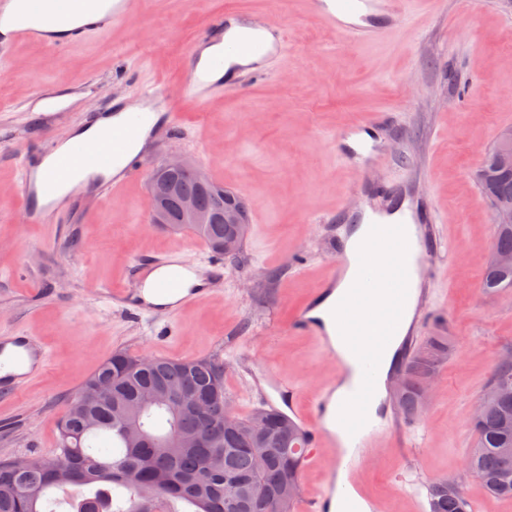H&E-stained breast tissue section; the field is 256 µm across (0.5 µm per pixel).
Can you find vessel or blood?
<instances>
[{
	"label": "vessel or blood",
	"mask_w": 512,
	"mask_h": 512,
	"mask_svg": "<svg viewBox=\"0 0 512 512\" xmlns=\"http://www.w3.org/2000/svg\"><path fill=\"white\" fill-rule=\"evenodd\" d=\"M137 0H12L6 19L9 35H0V46L34 42L48 22L69 20L76 27L70 43L82 40L90 31L104 30L135 12ZM421 0H310V8L326 24L339 33L342 47L382 41L397 27L403 16L420 10ZM248 26L246 35L232 38L228 54L262 60L271 53L284 50L282 32L274 27L254 23L248 15L235 8H225L207 18V31L228 32L233 26ZM192 73L181 96H172L166 87L154 86L140 94L134 104L113 106L109 113L113 123L87 141L70 146L58 154L56 144L22 159L17 191L27 203L26 220L31 224H47L58 208L59 188L83 172H90L91 184L97 195L115 193L121 183L138 178L144 167L142 154L132 152L131 146L144 130L153 128L155 119H162L165 131H177L184 103L202 102L206 92L234 88L243 82L242 76L216 79L213 66L202 63L199 42L188 49ZM408 204L400 208L399 217L392 222L381 221L377 214H362L371 232L363 241L360 258L378 262L379 269L370 281L372 288L383 291V303L373 308L372 319L381 328L382 336L367 347L359 346L352 335H345L343 346L360 364V379L356 389L340 400L331 392L319 394L312 403L315 416L327 419L336 414L348 431L350 444H343L335 432L305 426L306 460L315 459L323 449H334L327 463V489L311 496L310 512H328L336 493L339 471L354 473L364 460L394 432L398 423L394 417L373 418L371 400L376 366L384 347L383 339L395 330L402 306L414 278H427L446 253L448 244L441 232V219L434 208L419 209L412 190H405ZM192 268L183 259L163 262H139L132 269L131 281L120 300L137 316L161 310L175 314L186 304L207 297L213 286L224 281L222 264H211L205 284L187 286ZM296 328L315 336L328 356H335L325 329L308 311H301L295 320ZM46 365L42 344L24 334L0 338V393L20 391L32 376Z\"/></svg>",
	"instance_id": "1"
}]
</instances>
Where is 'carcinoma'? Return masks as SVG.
<instances>
[{
    "label": "carcinoma",
    "mask_w": 512,
    "mask_h": 512,
    "mask_svg": "<svg viewBox=\"0 0 512 512\" xmlns=\"http://www.w3.org/2000/svg\"><path fill=\"white\" fill-rule=\"evenodd\" d=\"M495 147L485 153L477 171L481 191L490 203L512 201V174L494 163ZM166 199L165 223L182 227L179 204L193 197L211 210L216 188L208 189L195 172L158 179ZM246 224H204L195 230L213 252L230 235L245 242ZM495 252L512 255V224L492 225ZM481 288H512V266L487 263ZM448 359V342L432 337L404 368L396 400L409 417L425 404L423 386ZM227 368L218 358L169 360L125 351L112 353L86 381L112 385V396L66 406L58 425L57 453L38 456L29 472H16L0 461V512H295L304 433L284 412L259 408L265 420L253 427L256 413L238 416L224 387ZM179 388L188 396L208 395L206 415L188 409L172 412L161 393ZM481 412L471 417L477 444L467 469L495 497L512 499V352L496 364ZM203 469L213 471L206 485L195 481ZM80 489L70 498L56 492ZM428 512H469L461 487L446 478L426 486Z\"/></svg>",
    "instance_id": "carcinoma-1"
}]
</instances>
